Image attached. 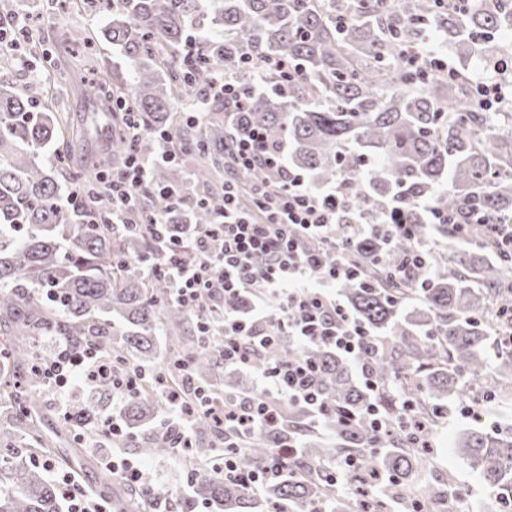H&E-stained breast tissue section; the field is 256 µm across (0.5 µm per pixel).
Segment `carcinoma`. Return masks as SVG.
Returning a JSON list of instances; mask_svg holds the SVG:
<instances>
[{"label": "carcinoma", "mask_w": 512, "mask_h": 512, "mask_svg": "<svg viewBox=\"0 0 512 512\" xmlns=\"http://www.w3.org/2000/svg\"><path fill=\"white\" fill-rule=\"evenodd\" d=\"M60 9L76 6L105 15L108 22L87 36L70 35L74 64L84 66L112 47L120 62L103 61L88 82L90 95L109 106L107 168H120L143 145L122 130V114L146 134L168 131L179 159L157 165L155 188L141 193L135 214L112 223V200L98 186V173L70 170L60 161L37 162L43 149L79 140L84 129L56 108L60 81L42 79L27 63L39 96L9 79V58H0V449L9 457L0 466V512H63V490L46 478L37 460L55 459L66 470L87 463L80 444L58 452L54 442L35 435L43 418V376L29 371L8 379L10 367L34 364L29 336H60L101 350L112 374L132 375L140 367L155 374L135 384L125 400V420L141 455L181 453L191 474V493L182 512L197 503L211 512H267L288 504L293 512L325 506L333 512H359L360 499L330 476L326 466L351 456L357 472L378 476L369 512L386 507L392 487L409 481L426 464L428 452L416 447L399 425L403 404L409 414L435 426L441 402L467 404L473 385L494 398L512 382V321L499 309L512 305V239L489 236L484 224H429L419 209L405 205L400 216L415 238L388 241L365 237L349 247L358 266L356 280L338 286L356 317L382 336L378 351L366 356L378 388L358 380L351 361L322 343L293 348L280 338L275 356H300L318 368L317 383L327 415L314 424L311 411L292 406L276 424L241 443L237 462L252 470L272 453L284 455L285 470L253 489L212 471L216 452L232 431L196 410L195 382L211 390L221 382L224 363L218 336L202 333L206 316L171 299V282L148 272L142 259L155 238L142 226L158 216L166 231L189 233L210 224L224 198V170L233 131L225 113L234 104L212 90L223 73L244 93L250 124L269 134V143L290 148L287 163L310 173L317 183L342 187L347 211L342 223L363 215L379 217L396 200L429 198L455 215L478 213L491 224L512 225V117L482 111L472 97L474 79L466 64L455 75L431 66L412 68L407 50L424 44L431 30L452 44L462 58L480 59L495 70L500 34L512 30V0H473L463 11L452 0H57ZM194 30L205 41L188 49ZM35 58L45 54L40 30L18 33ZM279 60L291 67L283 93L281 72L266 68ZM204 105V119L186 114ZM79 190L64 207L57 173ZM237 183L247 188L276 175L241 167ZM171 186L196 201L183 205L159 192ZM435 236L457 243L447 258L429 260L413 279L386 274L416 250H427ZM498 351L496 367L486 350ZM173 385L193 410L192 445L179 447L160 428L139 438L135 430L151 422L162 407L159 382ZM240 398L254 394L251 378L226 382ZM379 407L386 425L378 430L366 416ZM484 479L512 489V428L471 430L455 445ZM111 512H135L157 496L120 480L97 491Z\"/></svg>", "instance_id": "cac0c4a2"}]
</instances>
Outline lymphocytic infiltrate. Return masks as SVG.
I'll list each match as a JSON object with an SVG mask.
<instances>
[{
	"label": "lymphocytic infiltrate",
	"instance_id": "lymphocytic-infiltrate-1",
	"mask_svg": "<svg viewBox=\"0 0 512 512\" xmlns=\"http://www.w3.org/2000/svg\"><path fill=\"white\" fill-rule=\"evenodd\" d=\"M151 141V158L132 154L122 168L103 176L115 219H124L137 196L152 188L154 161L176 157L171 134L152 136ZM230 163L276 173L278 185L261 182L244 189L226 184L221 220L196 225L185 238L163 233L161 222H152L158 251L149 270L169 276L179 304L193 308L210 301V326L223 338L225 366L249 368L259 354H269L250 399L228 397L219 404L206 388L195 390L205 414L247 439L267 430L275 408L302 404L315 416L325 413L316 367L301 357L275 358L279 337L301 346H330L355 363L366 387L376 388L364 361L371 339L336 288L357 271L348 257L353 240L376 234L410 237L414 231L411 225L395 222L400 212L396 206L388 217L362 216L342 225L344 193L336 188L314 190L304 173L285 166L283 149L269 148L264 131L242 130ZM238 296L249 298L248 314L225 307V298ZM38 369L57 385H79L90 375L106 374L107 362L97 349L60 341L49 357L40 359Z\"/></svg>",
	"mask_w": 512,
	"mask_h": 512
}]
</instances>
